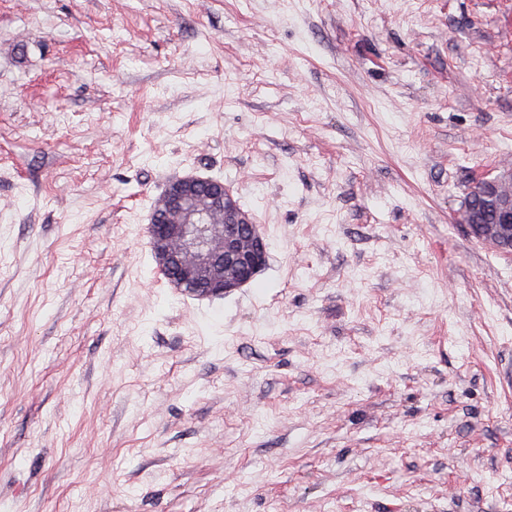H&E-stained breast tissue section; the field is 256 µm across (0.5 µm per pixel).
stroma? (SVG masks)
<instances>
[{
  "label": "stroma",
  "mask_w": 512,
  "mask_h": 512,
  "mask_svg": "<svg viewBox=\"0 0 512 512\" xmlns=\"http://www.w3.org/2000/svg\"><path fill=\"white\" fill-rule=\"evenodd\" d=\"M512 0H0V512H512ZM269 243L161 273L187 174ZM458 223L469 227L479 224L478 235L482 241L511 254L512 171L474 181L458 214ZM162 204L150 216L152 250L161 272L169 270L193 296L224 297L265 268L269 243L224 182L180 177L170 183Z\"/></svg>",
  "instance_id": "1"
}]
</instances>
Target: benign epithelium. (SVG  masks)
<instances>
[{
  "mask_svg": "<svg viewBox=\"0 0 512 512\" xmlns=\"http://www.w3.org/2000/svg\"><path fill=\"white\" fill-rule=\"evenodd\" d=\"M151 213V247L160 270L201 298L224 297L265 268L269 243L233 190L209 177L186 175L170 183ZM458 223L479 225V238L512 253V172L483 177L468 188Z\"/></svg>",
  "mask_w": 512,
  "mask_h": 512,
  "instance_id": "benign-epithelium-1",
  "label": "benign epithelium"
}]
</instances>
